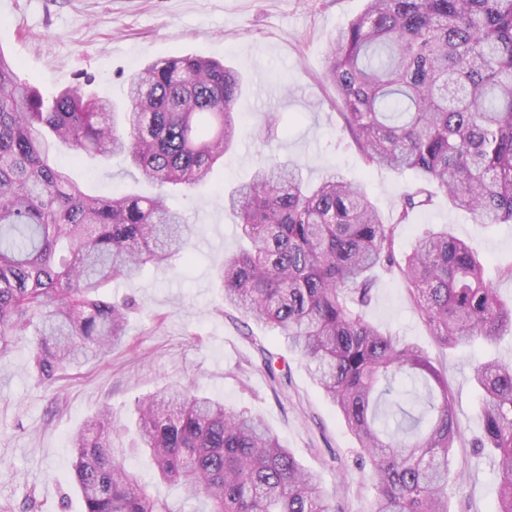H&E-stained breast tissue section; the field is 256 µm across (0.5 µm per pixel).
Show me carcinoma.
I'll use <instances>...</instances> for the list:
<instances>
[{
  "mask_svg": "<svg viewBox=\"0 0 512 512\" xmlns=\"http://www.w3.org/2000/svg\"><path fill=\"white\" fill-rule=\"evenodd\" d=\"M0 49V362L32 328L33 366L53 380L122 343L134 304L107 286L184 252L194 229L168 205L205 184L244 131L237 71L197 55L148 62L126 102L67 87L50 98L19 79ZM324 79L367 166L416 171L389 221L364 187L260 160L224 195L247 248L217 268L224 305L261 322L307 363L359 448L375 489L369 512H449L461 432L448 381L417 345L366 320L378 271L406 282L432 336L454 348L512 331V304L448 228L422 234L404 263L400 225L433 190L478 224L512 223V0H366L331 41ZM62 149L120 158L156 192L90 193L55 162ZM421 386L415 416L392 398ZM483 435L500 477L493 512H512V361L472 367ZM136 446H116L104 409L72 438L82 512H182L125 464L144 450L158 480L187 489L198 512H336L317 477L261 420L224 401L165 387L137 400Z\"/></svg>",
  "mask_w": 512,
  "mask_h": 512,
  "instance_id": "cac0c4a2",
  "label": "carcinoma"
}]
</instances>
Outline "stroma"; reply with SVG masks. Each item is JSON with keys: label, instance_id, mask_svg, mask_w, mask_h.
<instances>
[{"label": "stroma", "instance_id": "obj_1", "mask_svg": "<svg viewBox=\"0 0 512 512\" xmlns=\"http://www.w3.org/2000/svg\"><path fill=\"white\" fill-rule=\"evenodd\" d=\"M366 0H0V49L19 74L51 96L79 82L90 93L119 101L129 75L156 57L199 55L240 71L245 85L236 109L245 133L210 180L172 196L194 235L187 255L168 266H146L132 281L114 282L115 298L138 310L122 344L41 383L32 368L31 336L16 337L0 367V512H81L73 485L71 436L98 409H112V428L133 438L139 397L165 385L218 397L260 418L297 460L336 495L345 512H368L374 492L358 466L357 444L296 353L263 325L224 307L214 271L240 245L237 217L225 211L224 188L248 181L261 158L298 162L315 183L328 172L362 184L384 219L400 194L418 182L414 172L368 167L341 128L335 91L324 78L330 42ZM280 120L269 144L253 136L268 114ZM73 172L96 193H150L126 164L77 165ZM447 225L486 262L498 295L512 300V224L474 223L435 194L429 209L402 225L395 241L404 259L427 225ZM367 319L420 346L448 380L461 439L456 455L463 490L452 512H492L499 476L472 446L482 421L471 366L489 356L512 358V337L448 348L432 336L399 277L377 278ZM281 357L286 385L261 368L260 350Z\"/></svg>", "mask_w": 512, "mask_h": 512}]
</instances>
